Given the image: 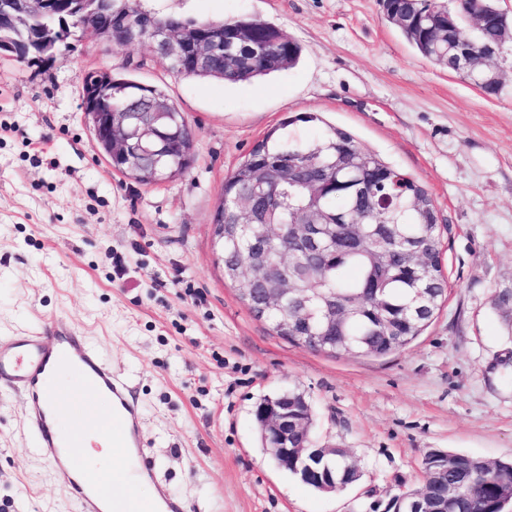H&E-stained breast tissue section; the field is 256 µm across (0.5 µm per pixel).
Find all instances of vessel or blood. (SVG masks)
<instances>
[{"label":"vessel or blood","instance_id":"obj_1","mask_svg":"<svg viewBox=\"0 0 512 512\" xmlns=\"http://www.w3.org/2000/svg\"><path fill=\"white\" fill-rule=\"evenodd\" d=\"M64 372L75 378L84 420H61L57 378ZM13 394L23 398L35 438L34 453L71 490L79 512H187L183 502L164 492L149 505L112 498L110 484L139 479L152 463L142 451L140 410L128 379L113 371L79 328L44 323L0 336V398ZM102 403L108 406L110 418L100 431L125 457L122 470L111 477L87 470L79 453L84 421L96 418Z\"/></svg>","mask_w":512,"mask_h":512}]
</instances>
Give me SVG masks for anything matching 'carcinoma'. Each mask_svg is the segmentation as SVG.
I'll use <instances>...</instances> for the list:
<instances>
[{"label": "carcinoma", "mask_w": 512, "mask_h": 512, "mask_svg": "<svg viewBox=\"0 0 512 512\" xmlns=\"http://www.w3.org/2000/svg\"><path fill=\"white\" fill-rule=\"evenodd\" d=\"M383 12L413 48L430 62L452 68L455 26L469 16H490L492 20L473 32L471 41L476 52L488 54L500 50L512 35V18L497 9L495 0H456L453 10L437 0H381ZM224 24V45L213 54L205 70L189 63L170 67L180 77L219 79L228 84L249 82L273 72L294 67L300 57L299 44L276 26L256 18H230ZM57 30L48 17L36 14L28 30L7 38L41 37L47 31ZM245 33L265 43L260 54L253 53L248 44L239 40ZM459 76L481 87L482 94L493 99L501 94L503 83H489L485 71L476 67ZM112 92L99 104L101 112H134L145 106L137 81L125 72H113ZM319 115L299 113L284 119L256 144L248 158L224 180V239L219 241L224 254V278L239 281L250 265L252 244L263 240L262 224H288L300 210L320 208L329 215L341 213L342 224L328 225V232L336 236L346 226L362 225L360 244L342 249L326 247L325 259L318 266L303 262L301 252L291 243L273 240L267 243V252L274 261L288 252V261L299 267L297 287L308 289V324L297 321V302L288 299V308H271L256 315L270 323L276 335L298 344V335L318 336L321 351L331 355L360 354L383 357L406 349L429 325L432 316L405 319L403 313L415 299L417 281L413 269L421 266L442 298L447 281L442 270V240L435 206L427 191L410 175L390 166L378 154L361 147L347 131L326 126L313 141L290 136L288 127L298 123L317 124ZM185 153L161 152L154 156H140L145 172L136 169L127 172L135 181L149 185L151 164L161 174L174 170L186 171L194 153L187 144ZM271 163L281 170L311 166L307 171L309 183L283 182L279 194L267 205L268 215L259 224H250L246 214L237 209L235 199L260 191L256 186L255 169L261 163ZM399 225L405 242L416 252L408 257L398 246L391 247L378 240L379 218ZM346 305L352 313L347 320L334 326L327 324V308L331 304ZM280 393L263 397L255 406L254 416L261 444L271 447L266 438L265 413L279 404ZM288 411L301 417L306 425L304 442L314 446L313 410L303 391L288 390ZM423 464L430 465L439 484L459 485L458 512H500L501 492L512 488V459L503 458L487 463L472 464L469 455L446 451L432 452ZM328 466L345 476L343 484L356 483L361 472L354 460L346 458L345 450L336 449Z\"/></svg>", "instance_id": "1"}]
</instances>
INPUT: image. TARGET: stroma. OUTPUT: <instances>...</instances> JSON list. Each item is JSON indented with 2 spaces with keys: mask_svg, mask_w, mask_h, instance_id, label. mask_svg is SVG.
<instances>
[{
  "mask_svg": "<svg viewBox=\"0 0 512 512\" xmlns=\"http://www.w3.org/2000/svg\"><path fill=\"white\" fill-rule=\"evenodd\" d=\"M159 18L265 20L302 48L251 82L171 74L145 42L71 38L46 65L0 57V336L76 327L138 401L152 487L190 512H384L438 450L512 457V40L488 99L422 58L379 0H120ZM162 87L198 133L182 176L129 179L99 153L80 109L89 72ZM317 113L410 174L434 202L448 292L404 351H311L252 317L224 278L212 224L225 177L288 116ZM303 390L319 447L347 449L358 482L319 493L262 448L255 404ZM24 405H0V512H77L31 452Z\"/></svg>",
  "mask_w": 512,
  "mask_h": 512,
  "instance_id": "1",
  "label": "stroma"
}]
</instances>
